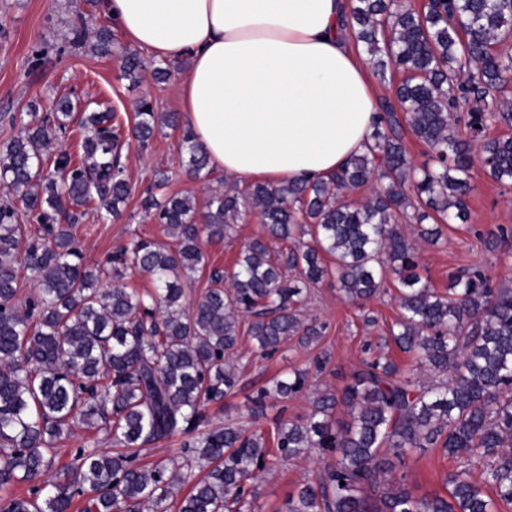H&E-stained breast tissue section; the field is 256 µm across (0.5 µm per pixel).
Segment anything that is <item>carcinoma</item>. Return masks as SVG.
Wrapping results in <instances>:
<instances>
[{
  "label": "carcinoma",
  "mask_w": 512,
  "mask_h": 512,
  "mask_svg": "<svg viewBox=\"0 0 512 512\" xmlns=\"http://www.w3.org/2000/svg\"><path fill=\"white\" fill-rule=\"evenodd\" d=\"M380 79L401 75L395 101L382 104L365 152L337 174L309 181L256 182L209 194L157 198L144 210L166 226L176 249L139 239L107 264L86 265L71 224L73 206L98 201L100 217L118 213L129 195L123 145L143 147L174 113L142 100L124 136L105 107L83 112L91 132L80 161L67 153L44 169L56 133L74 115L68 97L22 125L0 146V183L21 197L44 238L30 244L26 267L39 283L18 309V246L25 229L13 205L0 206V512H168L174 488L188 484L178 512H252L254 481L282 461L316 451L323 470L301 484L283 512H499L512 503V289L493 288L473 264L445 294L418 273L420 247L442 239L440 224L467 220L472 148L499 182H512V135L486 136L489 122L512 127V0H354L347 21ZM99 28L91 47L112 53ZM461 125L468 138L459 137ZM427 148L432 166L417 168L405 134ZM190 171L208 159L191 131L183 136ZM373 184L371 195L349 193ZM254 211L261 233L247 241L233 269L212 271L214 287L194 307L186 288L206 267L203 239L221 240ZM412 224L406 233L401 225ZM147 273L153 288L125 283ZM334 276L346 302H364L391 284L400 309L389 329L413 359L406 373L389 358L362 361L340 393L326 392L306 418L278 419L264 430L210 426L207 405L234 393L232 357L242 322L259 355L291 339L308 347L326 323L304 314L311 289ZM112 280V286L104 285ZM422 371L450 373L426 385ZM310 370L274 377L251 398L253 420L307 388ZM351 422L332 421L338 406ZM76 425L112 441L80 449L75 477L44 476L55 444ZM189 435L173 460L137 464L150 443ZM438 449L467 467L445 478L447 495L417 498L395 469ZM481 469V480L470 469ZM29 497H4L16 483ZM495 495L486 493L485 487Z\"/></svg>",
  "instance_id": "carcinoma-1"
}]
</instances>
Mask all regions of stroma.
I'll return each instance as SVG.
<instances>
[{"instance_id": "35a3bbf8", "label": "stroma", "mask_w": 512, "mask_h": 512, "mask_svg": "<svg viewBox=\"0 0 512 512\" xmlns=\"http://www.w3.org/2000/svg\"><path fill=\"white\" fill-rule=\"evenodd\" d=\"M104 0H0V144L18 135L19 117L27 113L31 102L50 103L68 94L74 112L81 113L90 103L108 105L117 112L123 125H130L141 99L151 100L156 111L176 112L180 106L174 96L172 79L158 83L150 72L154 63L143 59L145 71L139 82L120 78L123 52L134 46L120 32H113L114 50L102 56L89 45L71 43V30L86 32L111 26ZM182 128L160 127L146 148L130 147L123 154L125 175L131 195L117 219H100L94 210L78 208L79 221L72 231L89 265L104 262L108 256L131 240L142 237L170 246L174 240L165 226L141 207V200L152 186L157 173L168 178L167 193L203 200L208 192L219 189L214 178L192 177L186 170L182 148ZM472 192L467 223L447 228V240L439 246H424L420 273L438 291H445L450 277L472 264L481 265L493 287L512 288V237L498 249L485 250L481 237L512 227V185L496 182L480 166H472ZM257 214L244 215L232 225L223 241L205 244L209 263L227 268L237 257L243 243L258 232ZM395 288L376 297L366 308L376 317V326H366L357 309L339 297L335 280L325 279L307 307V313L327 325L318 343L308 347L288 342L283 351L270 358L258 357L249 336H242L237 355L240 376L235 395L211 403L208 412L214 421H232L247 425L248 400L275 374L290 369H307L311 375L307 388L290 399L284 409H268L259 418V427L272 425L276 417L299 420L312 411L317 393L342 391L350 375L365 356L364 342L383 344L382 336L396 320L399 308ZM324 360L322 372H313L315 360ZM464 462L435 451L410 461L405 482L418 497L444 493L443 479L448 470L463 467ZM322 467L316 455H301L263 472L256 482L254 512H280L288 495L297 485L313 477Z\"/></svg>"}]
</instances>
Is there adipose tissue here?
<instances>
[{"instance_id": "ef3b65f1", "label": "adipose tissue", "mask_w": 512, "mask_h": 512, "mask_svg": "<svg viewBox=\"0 0 512 512\" xmlns=\"http://www.w3.org/2000/svg\"><path fill=\"white\" fill-rule=\"evenodd\" d=\"M124 37L163 61L211 168L246 182L336 174L363 151L377 90L343 28L349 0H105Z\"/></svg>"}]
</instances>
